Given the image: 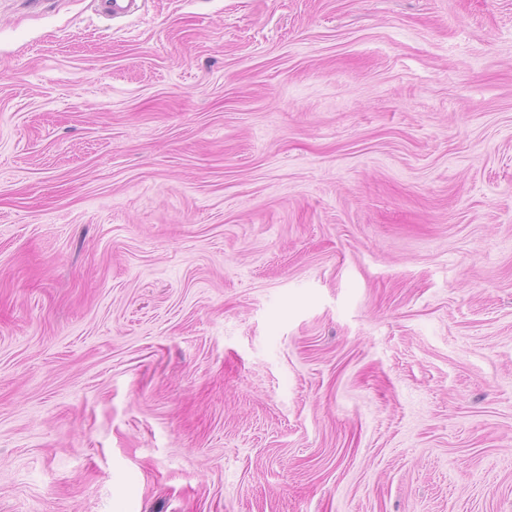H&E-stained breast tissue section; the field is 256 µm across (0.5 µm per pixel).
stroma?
Listing matches in <instances>:
<instances>
[{
	"label": "stroma",
	"instance_id": "35a3bbf8",
	"mask_svg": "<svg viewBox=\"0 0 512 512\" xmlns=\"http://www.w3.org/2000/svg\"><path fill=\"white\" fill-rule=\"evenodd\" d=\"M0 0V512H512V0Z\"/></svg>",
	"mask_w": 512,
	"mask_h": 512
}]
</instances>
